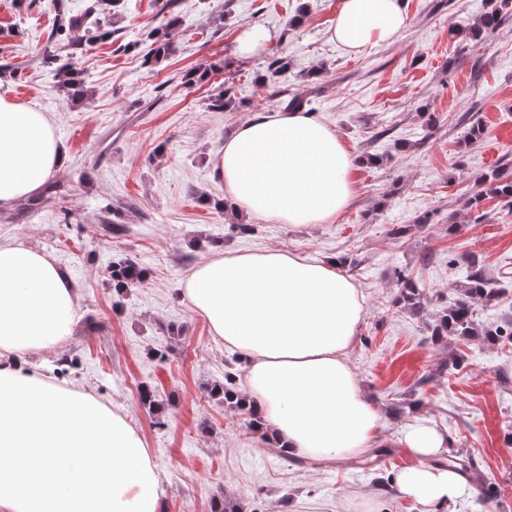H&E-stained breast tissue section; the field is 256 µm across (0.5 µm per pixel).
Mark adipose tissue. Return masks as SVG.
I'll return each mask as SVG.
<instances>
[{"instance_id": "obj_1", "label": "adipose tissue", "mask_w": 512, "mask_h": 512, "mask_svg": "<svg viewBox=\"0 0 512 512\" xmlns=\"http://www.w3.org/2000/svg\"><path fill=\"white\" fill-rule=\"evenodd\" d=\"M401 0H343L330 37L347 52L392 40ZM64 160L45 115L0 94V208L35 194ZM353 155L305 112H259L224 143L214 169L236 209L283 224H326L353 194ZM185 296L248 369L247 396L267 443L289 457L331 460L368 450L380 415L346 359L363 304L336 263L277 250L213 257ZM75 290L47 254L0 243V512H159L160 476L142 438L95 395L26 370V358L74 333ZM405 445L420 461L393 486L430 508L465 482L425 464L444 444L419 428Z\"/></svg>"}]
</instances>
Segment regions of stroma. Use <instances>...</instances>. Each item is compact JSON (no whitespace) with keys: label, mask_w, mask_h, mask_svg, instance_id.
<instances>
[{"label":"stroma","mask_w":512,"mask_h":512,"mask_svg":"<svg viewBox=\"0 0 512 512\" xmlns=\"http://www.w3.org/2000/svg\"><path fill=\"white\" fill-rule=\"evenodd\" d=\"M55 2L0 0V94L50 117L65 154L53 178L69 194L24 214L0 210V240L41 248L73 284L74 335L31 363L49 374L56 359H76L71 382L138 430L160 472L161 512H210L220 495L240 512H419L389 490L416 461L404 437L417 427L444 439L428 464L457 458L469 469L461 495L437 512H512V340L432 334L473 258L504 293L475 303L477 322L512 317V207L493 196L470 204L477 176L512 171V9L474 37L467 29L486 0H402L406 28L352 54L330 38L341 0H66L71 15L94 14L112 33L88 46L85 27L74 29L86 94L71 99L41 64L55 48ZM172 15V54L148 60L152 31ZM276 55L287 70L262 82ZM210 64V81L184 83ZM222 89L234 106L209 110ZM297 95L355 157L349 206L330 223L294 226L201 205L199 192L226 196L214 170L225 138ZM476 123L484 132L472 140ZM265 249L337 260L359 289L347 358L382 414L376 450L293 460L210 397L234 350L184 285L208 258ZM126 258L147 278L119 294L110 266ZM405 277L420 308L399 301ZM145 384L155 407L140 401Z\"/></svg>","instance_id":"1"}]
</instances>
